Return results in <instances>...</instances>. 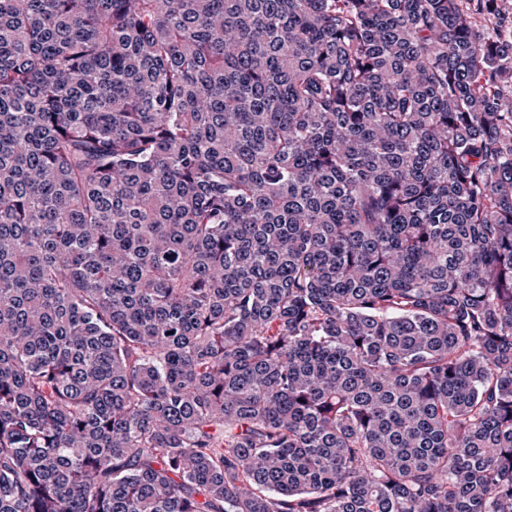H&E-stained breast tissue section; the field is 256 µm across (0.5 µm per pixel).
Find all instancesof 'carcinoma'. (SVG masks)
<instances>
[{"label":"carcinoma","mask_w":512,"mask_h":512,"mask_svg":"<svg viewBox=\"0 0 512 512\" xmlns=\"http://www.w3.org/2000/svg\"><path fill=\"white\" fill-rule=\"evenodd\" d=\"M496 0H0V512H512Z\"/></svg>","instance_id":"1"}]
</instances>
